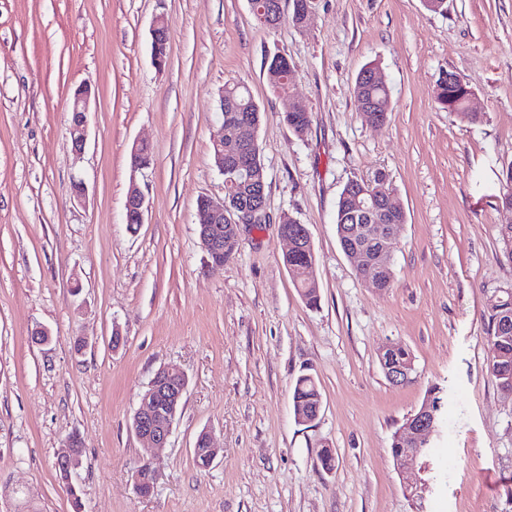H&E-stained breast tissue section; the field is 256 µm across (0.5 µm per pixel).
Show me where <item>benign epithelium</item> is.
I'll return each mask as SVG.
<instances>
[{
	"mask_svg": "<svg viewBox=\"0 0 512 512\" xmlns=\"http://www.w3.org/2000/svg\"><path fill=\"white\" fill-rule=\"evenodd\" d=\"M264 12L270 27H275L281 21L282 0H266ZM91 92L88 88L75 91L71 106L70 136L75 151L84 149L88 133V113ZM227 123L237 131L244 150L232 155L234 169L238 172L240 180L227 179L225 192L235 197L238 202L229 204L228 200H214L206 198V203L197 208L199 216L198 238L201 249L205 255L212 258V267L224 265V252L235 249L238 245L237 226L248 221L259 224L266 220V197L264 196L265 183L262 166L259 165V149L253 132L256 129L254 115L249 112H231L226 115ZM349 190L356 193L360 200L358 209L371 214L380 208L393 212H402V209L392 202V196L384 199H374L367 196L366 191H358L357 184L353 183ZM147 208L145 195L137 188H133L127 195L125 202L126 219H135L143 223L144 212ZM281 234L290 243L289 252L294 253L304 247L311 246V238L306 227L299 229L288 228L281 224ZM347 254L355 268L374 270L380 274L392 264V253L389 243H384L378 258L367 256L357 250H347ZM188 381L185 373L176 368L163 367L159 369L148 385L143 400L145 406L137 410L133 416L132 430L148 448L164 446L172 433L178 411L186 393ZM435 430L434 414L428 406L407 417L403 425L404 441L406 447L396 449L398 469L406 466L426 471V463L420 461L423 453L425 434ZM55 467L64 479H69L71 473L79 467L77 449L72 447V440H67V451L57 456Z\"/></svg>",
	"mask_w": 512,
	"mask_h": 512,
	"instance_id": "obj_1",
	"label": "benign epithelium"
}]
</instances>
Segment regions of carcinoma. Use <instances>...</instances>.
Masks as SVG:
<instances>
[{
  "instance_id": "cac0c4a2",
  "label": "carcinoma",
  "mask_w": 512,
  "mask_h": 512,
  "mask_svg": "<svg viewBox=\"0 0 512 512\" xmlns=\"http://www.w3.org/2000/svg\"><path fill=\"white\" fill-rule=\"evenodd\" d=\"M267 78L273 88L283 93L290 83L293 65L285 57L273 56L266 63ZM437 102L441 107L456 113L459 118L474 124L480 121V115L468 111L466 100L454 93L448 87V81L438 79ZM354 95H362L374 101H389V87L384 73L372 64L359 75L353 87ZM224 112H260L259 106L252 99L248 89L242 85H227L224 87ZM288 128L296 135L301 136L307 132L311 123V115L303 103L296 105L285 113ZM367 191L376 198H383L392 192L387 176L378 175L371 183H363ZM355 206L353 195L340 193L336 204V233L353 227L351 224L352 211ZM371 222L376 224L377 233L370 239H352L350 243L357 248H363L375 255L382 248V244L395 233L398 225L405 219L389 212L375 214ZM315 262L312 252L298 251L288 256V265L297 269L294 280L297 282L306 303L317 306L319 290L308 282L305 268ZM486 335L488 344L487 370L496 381L501 390H512V289L504 292L494 305L490 306L485 314ZM379 362L386 369L391 365H412L413 358L410 351L403 345L395 343L379 354ZM322 401V396L315 378L309 374L301 375L293 388L294 417H307L316 405Z\"/></svg>"
}]
</instances>
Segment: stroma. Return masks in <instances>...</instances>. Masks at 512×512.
<instances>
[{"instance_id": "1", "label": "stroma", "mask_w": 512, "mask_h": 512, "mask_svg": "<svg viewBox=\"0 0 512 512\" xmlns=\"http://www.w3.org/2000/svg\"><path fill=\"white\" fill-rule=\"evenodd\" d=\"M311 7L306 27L286 17L270 28L250 0H0V512H16L18 489L39 512H512V397L487 371L484 320L512 288L497 232L512 165V0H448L441 14L422 0ZM159 16L161 68L150 36ZM275 55L294 65L291 96L267 79ZM373 63L390 90L377 128L352 92ZM446 71L473 90L479 123L438 104ZM233 84L261 109L269 218L239 225L237 252L211 267L197 202L224 196L213 140ZM81 87L91 99L78 153L69 126ZM295 98L311 114L301 136L284 121ZM137 141L152 153L144 169L132 166ZM380 171L406 216L387 290L356 273L335 224L343 187ZM76 179L85 200L71 195ZM133 184L148 205L134 231L124 220ZM284 215L310 232L317 307L284 263ZM38 326L48 344L32 343ZM396 342L413 357L403 387L378 359ZM167 365L188 388L142 498L131 423ZM303 374L323 400L308 427L293 414ZM432 387L441 418L427 488L411 499L390 444ZM205 430L219 454L202 469ZM74 433L82 464L65 482L55 461Z\"/></svg>"}]
</instances>
